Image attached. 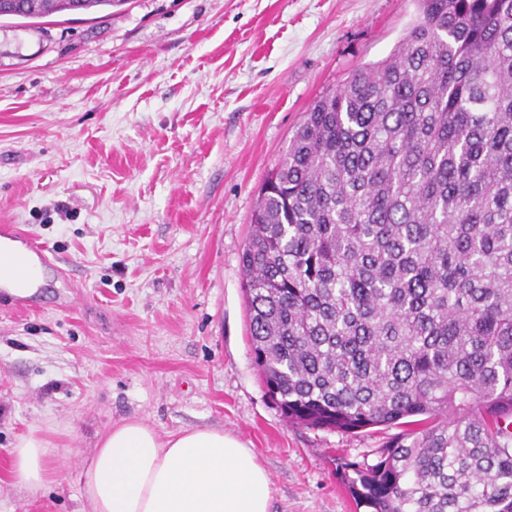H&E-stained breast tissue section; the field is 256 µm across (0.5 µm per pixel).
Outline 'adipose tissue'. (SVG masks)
I'll return each instance as SVG.
<instances>
[{
	"instance_id": "1",
	"label": "adipose tissue",
	"mask_w": 512,
	"mask_h": 512,
	"mask_svg": "<svg viewBox=\"0 0 512 512\" xmlns=\"http://www.w3.org/2000/svg\"><path fill=\"white\" fill-rule=\"evenodd\" d=\"M55 462L37 433L10 451L15 484L46 487ZM90 512H270L274 488L252 449L215 428L160 435L138 418L105 432L81 465Z\"/></svg>"
}]
</instances>
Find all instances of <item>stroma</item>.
<instances>
[{
  "instance_id": "35a3bbf8",
  "label": "stroma",
  "mask_w": 512,
  "mask_h": 512,
  "mask_svg": "<svg viewBox=\"0 0 512 512\" xmlns=\"http://www.w3.org/2000/svg\"><path fill=\"white\" fill-rule=\"evenodd\" d=\"M416 14L414 0H129L0 20V224L75 281L30 312L0 292V512H88L81 460L133 417L238 438L272 512H355L341 464L395 431L288 424L254 363L240 256L305 112ZM32 430L61 462L35 495L9 473Z\"/></svg>"
}]
</instances>
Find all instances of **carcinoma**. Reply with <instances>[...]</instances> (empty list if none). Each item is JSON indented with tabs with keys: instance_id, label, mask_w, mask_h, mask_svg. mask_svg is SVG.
<instances>
[{
	"instance_id": "carcinoma-1",
	"label": "carcinoma",
	"mask_w": 512,
	"mask_h": 512,
	"mask_svg": "<svg viewBox=\"0 0 512 512\" xmlns=\"http://www.w3.org/2000/svg\"><path fill=\"white\" fill-rule=\"evenodd\" d=\"M126 2L0 0V17ZM416 2L258 195L251 348L289 422L401 428L376 463H342L356 509L512 512V0Z\"/></svg>"
}]
</instances>
